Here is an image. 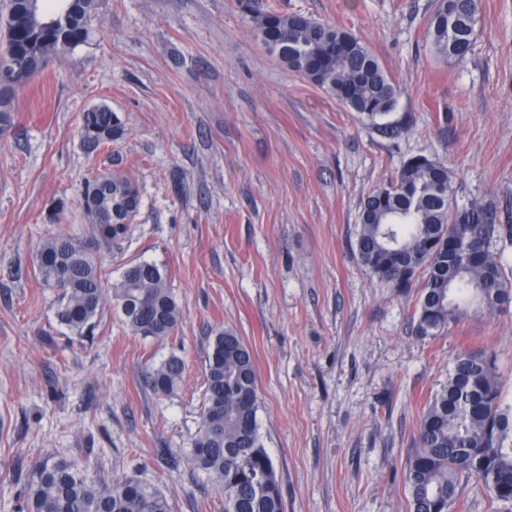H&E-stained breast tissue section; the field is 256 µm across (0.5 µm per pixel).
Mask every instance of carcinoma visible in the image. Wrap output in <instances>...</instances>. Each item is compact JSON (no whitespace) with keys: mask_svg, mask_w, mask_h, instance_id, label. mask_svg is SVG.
I'll return each mask as SVG.
<instances>
[{"mask_svg":"<svg viewBox=\"0 0 512 512\" xmlns=\"http://www.w3.org/2000/svg\"><path fill=\"white\" fill-rule=\"evenodd\" d=\"M429 21L434 52L461 61L471 52L478 0H447ZM100 0H0V32L11 34L16 51L0 52V134L15 125L16 95L25 84L10 82L26 72L32 81L59 59L88 43ZM57 13L66 23L48 33L43 22ZM28 26L12 24V17ZM262 43L289 69L325 90L363 120L376 123L395 107L399 89L368 45L346 30L301 14L266 12L255 19ZM347 37L348 61L338 63L327 45ZM317 59L306 69L302 58ZM123 128L101 104L84 114L82 141L91 152L112 143ZM100 183L88 179L78 206L96 240L64 232L37 251L39 276L56 294L60 324L82 337L107 302L135 335L168 339L177 332L182 310L164 270L148 261L131 262L118 282L106 287L99 243L123 239L130 205L141 203L138 184L119 170L104 171ZM355 252L371 278L403 294L416 290L414 330L422 337L445 336L471 316H491L512 308L508 261L490 247L500 225L484 207L454 205L452 173L444 162L413 156L363 200L355 232ZM184 362L172 354L151 366L146 383L168 396L183 378ZM259 395L253 351L231 328L219 327L207 358L198 429L183 452L187 466L208 476L223 501V512H285L281 483L265 448L257 418ZM416 449L405 464L409 512H455L462 485L475 479L496 504L512 512V403L507 401L498 356L488 348L458 352L448 380L430 394L416 431ZM17 512H172L167 495L138 475L105 477L89 465L62 455L36 463L24 478Z\"/></svg>","mask_w":512,"mask_h":512,"instance_id":"obj_1","label":"carcinoma"}]
</instances>
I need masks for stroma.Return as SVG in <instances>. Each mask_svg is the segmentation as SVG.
<instances>
[{"label": "stroma", "instance_id": "1", "mask_svg": "<svg viewBox=\"0 0 512 512\" xmlns=\"http://www.w3.org/2000/svg\"><path fill=\"white\" fill-rule=\"evenodd\" d=\"M436 5L101 0L90 42L20 92L0 136V512H17L21 476L54 453L140 475L174 512H222L209 479L169 455L197 429L222 325L254 352L286 512H407L421 408L459 350L497 351L512 392V313L419 338L413 298L370 279L353 252L361 200L420 154L447 162L458 208L512 226V0H481L459 63L432 50ZM270 10L363 40L400 90L385 121L360 122L268 51L253 19ZM101 103L123 134L90 153L82 116ZM108 169L138 183L141 205L100 249L106 279L132 261L166 270L183 312L172 338L133 335L109 306L74 336L38 276L42 241L91 235L76 197ZM173 354L183 380L153 394L142 372Z\"/></svg>", "mask_w": 512, "mask_h": 512}]
</instances>
